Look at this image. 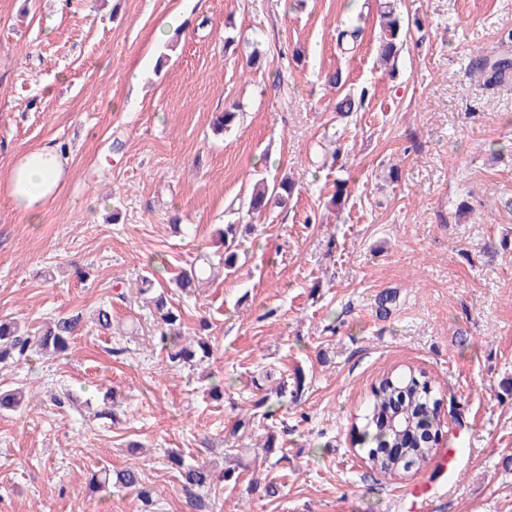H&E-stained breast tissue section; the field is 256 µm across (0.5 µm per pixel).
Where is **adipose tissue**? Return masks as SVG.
<instances>
[{
	"mask_svg": "<svg viewBox=\"0 0 512 512\" xmlns=\"http://www.w3.org/2000/svg\"><path fill=\"white\" fill-rule=\"evenodd\" d=\"M68 162L67 152L50 142L25 152L11 168L9 194L28 223H39L43 207L67 176Z\"/></svg>",
	"mask_w": 512,
	"mask_h": 512,
	"instance_id": "adipose-tissue-1",
	"label": "adipose tissue"
}]
</instances>
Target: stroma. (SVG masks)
<instances>
[{"instance_id":"1","label":"stroma","mask_w":512,"mask_h":512,"mask_svg":"<svg viewBox=\"0 0 512 512\" xmlns=\"http://www.w3.org/2000/svg\"><path fill=\"white\" fill-rule=\"evenodd\" d=\"M381 2L0 0V320L35 333L81 318L63 355L0 363V387L29 396L0 416V512H138L135 492L89 487L133 463L155 512H410L422 491L439 512H512V84L470 72L512 31V0H399L420 25L392 72L377 62ZM228 35L257 42L265 71L225 51ZM336 69L365 95L344 126L323 80ZM235 102L238 122L214 132ZM50 141L71 173L31 224L6 179ZM255 173L296 190L253 220ZM225 224L251 227L237 271L175 297L189 330L207 320L212 354L172 365L139 278L218 258ZM406 367L435 382L443 440L394 484L369 470L357 416ZM297 373L304 393L277 424L248 417L257 382ZM63 387L74 401L58 408ZM109 390L114 421L99 415ZM271 431L281 447H265ZM171 450L226 473L200 508Z\"/></svg>"}]
</instances>
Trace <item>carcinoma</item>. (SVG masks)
<instances>
[{
	"instance_id": "cac0c4a2",
	"label": "carcinoma",
	"mask_w": 512,
	"mask_h": 512,
	"mask_svg": "<svg viewBox=\"0 0 512 512\" xmlns=\"http://www.w3.org/2000/svg\"><path fill=\"white\" fill-rule=\"evenodd\" d=\"M383 30L379 41V52L386 61L395 59L407 41L409 27L401 23L391 5H386L383 14ZM472 72L489 74L499 82L512 76V57L502 53L494 58L479 57L471 63ZM360 101L346 94L336 101L334 111L347 118L357 111ZM294 185L287 179L271 183L262 178L255 182L246 199L247 212L261 216L270 201L275 199L287 203ZM224 246L222 259L225 274L235 271L239 244L237 225L226 224L221 232ZM200 269L195 266L182 269L175 277L176 286L182 290L192 287L199 280ZM158 314V344L167 351L173 364L194 366L211 354L208 337L198 332L187 335L183 331L182 315L170 304L165 293L154 298ZM79 322V316L62 317L50 323L38 335L31 336L17 323L0 322V363L8 359L22 360L32 354L50 352L63 353L69 348V339ZM304 382L296 376L293 385L282 381L274 388L276 398L287 396L296 401L302 396ZM25 391L22 387L0 392V410H14L22 406ZM362 441L369 444L365 449V460L371 470L389 480H402L417 471L436 454L437 448L429 441L430 435L441 431L440 401L434 385L423 374L409 368L402 372L382 375L372 390V397L362 417ZM182 478L184 490L193 500H198L196 491L213 485L212 472L206 468L187 463L182 455H169ZM92 484L104 488L109 485L131 489L141 498H149L143 486L142 473L135 465L117 472L104 470L97 474Z\"/></svg>"
}]
</instances>
